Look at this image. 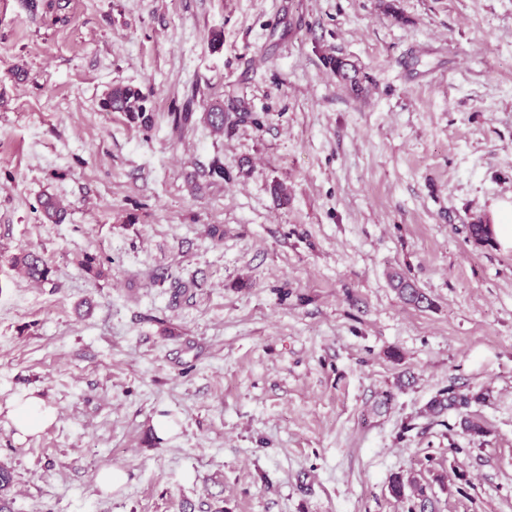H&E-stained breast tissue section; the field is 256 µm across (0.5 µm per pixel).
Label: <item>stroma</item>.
Segmentation results:
<instances>
[{"label":"stroma","mask_w":512,"mask_h":512,"mask_svg":"<svg viewBox=\"0 0 512 512\" xmlns=\"http://www.w3.org/2000/svg\"><path fill=\"white\" fill-rule=\"evenodd\" d=\"M116 85L150 125L102 110ZM505 203L512 0H0L13 512H512V247L468 234ZM449 386L487 400L428 416ZM26 389L57 418L20 441ZM327 62L332 71L336 74V77L353 93L359 94L362 91L361 78L359 77L358 70L355 67H353L354 75L349 76L347 68L348 63L343 59L338 57H329ZM12 265L29 281L36 284L49 283L50 268L39 252L32 249L23 250L12 257ZM126 482V473L117 468L101 470L95 477L96 487L105 495L119 490Z\"/></svg>","instance_id":"stroma-1"}]
</instances>
